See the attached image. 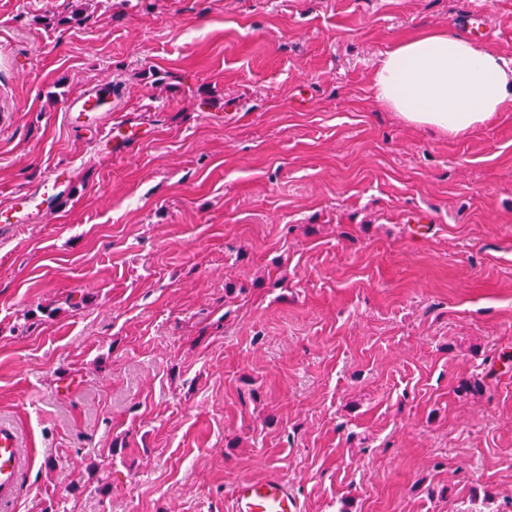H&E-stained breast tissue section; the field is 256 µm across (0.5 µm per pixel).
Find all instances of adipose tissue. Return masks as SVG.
Instances as JSON below:
<instances>
[{"instance_id":"obj_1","label":"adipose tissue","mask_w":512,"mask_h":512,"mask_svg":"<svg viewBox=\"0 0 512 512\" xmlns=\"http://www.w3.org/2000/svg\"><path fill=\"white\" fill-rule=\"evenodd\" d=\"M372 94L407 124L454 137L512 103V62L452 31H430L381 54Z\"/></svg>"}]
</instances>
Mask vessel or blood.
Instances as JSON below:
<instances>
[{"label": "vessel or blood", "mask_w": 512, "mask_h": 512, "mask_svg": "<svg viewBox=\"0 0 512 512\" xmlns=\"http://www.w3.org/2000/svg\"><path fill=\"white\" fill-rule=\"evenodd\" d=\"M110 103L109 84L92 87L79 96L66 99L61 106L62 115L70 126H77L104 112ZM116 133L114 149L129 152L141 139L138 123L124 119L114 123ZM57 172H49L35 192L17 194L9 207L0 208L1 224H25L34 217L49 219L44 202L58 193ZM25 463L24 439L17 428L0 422V500L13 499ZM232 512H300V505L293 489L276 476L253 480L240 478L234 481L231 491Z\"/></svg>", "instance_id": "b4317fda"}]
</instances>
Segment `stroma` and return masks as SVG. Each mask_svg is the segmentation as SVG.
<instances>
[{
	"label": "stroma",
	"instance_id": "obj_1",
	"mask_svg": "<svg viewBox=\"0 0 512 512\" xmlns=\"http://www.w3.org/2000/svg\"><path fill=\"white\" fill-rule=\"evenodd\" d=\"M512 0H0L11 512H512V108L449 137L371 91L397 40ZM112 81L113 153L60 106ZM430 228H417L420 214ZM112 130L117 131L114 136V149L116 153L129 152L141 139L140 124L129 119H123L109 127L106 136L112 137ZM122 130V131H121ZM58 176L57 171L53 170L43 178L37 191L17 194L9 207L0 208V223L26 224L38 215L43 221H47L50 211L41 209V206L59 193ZM24 439L17 428L0 422V500L14 498L25 463ZM232 512H299L294 490L274 475L264 479L240 478L231 491Z\"/></svg>",
	"mask_w": 512,
	"mask_h": 512
}]
</instances>
